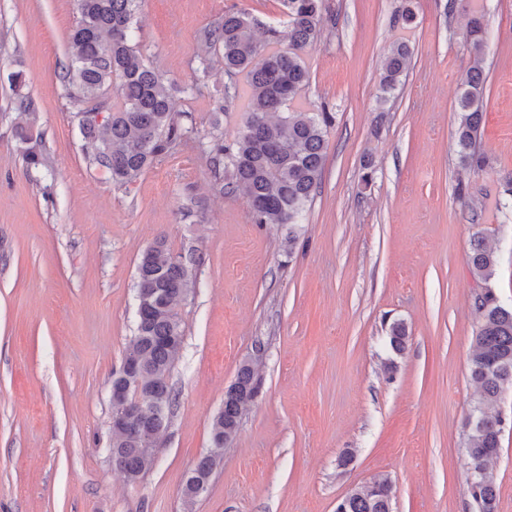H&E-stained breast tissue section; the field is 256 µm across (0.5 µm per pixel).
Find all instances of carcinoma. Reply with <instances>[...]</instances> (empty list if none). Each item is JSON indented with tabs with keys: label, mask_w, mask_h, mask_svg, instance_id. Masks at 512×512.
Listing matches in <instances>:
<instances>
[{
	"label": "carcinoma",
	"mask_w": 512,
	"mask_h": 512,
	"mask_svg": "<svg viewBox=\"0 0 512 512\" xmlns=\"http://www.w3.org/2000/svg\"><path fill=\"white\" fill-rule=\"evenodd\" d=\"M78 20L70 39L72 58L61 80L80 106L76 113L84 151L95 166L107 170L118 185L135 182L155 160L167 154L181 138L177 114L164 85V77L146 64L131 43L138 0H76ZM288 26V48H280L281 31L266 27L264 43L254 36L257 19L246 10L228 11L203 32L202 43L221 56L229 78L243 74L251 95L243 129L231 143L215 137L212 162L224 170L231 184L242 187L256 224H296L312 203L325 165L328 133L334 116L323 109L290 112L288 105L309 83L302 55L320 34L322 0H281ZM486 40L483 15L470 18L466 41L476 57L458 98L462 112L456 131L460 163L480 170L484 157L478 149L483 120L486 76L481 65ZM410 58V48L397 43L386 56L379 90L396 89ZM21 122L16 137L25 145L29 166L43 164L32 145L37 104L22 92L25 78L10 75ZM120 104L100 122L98 110L106 106L110 91ZM193 257L173 253L160 238L141 255L137 266L136 332L123 361L136 367V382L127 384L121 372L112 377V392H126L111 400V409L124 404L133 410L130 422L110 432L112 464L127 477L144 472L154 438L170 421L177 393L170 383L173 364L182 348L184 327L176 302L192 292L196 282ZM499 258L487 245L484 232L470 241L468 268L480 288L475 305L482 322L475 336L471 377L480 389L467 419L468 492L474 512H497L498 493L487 462L499 454L503 419L497 410L505 386L512 385V307L504 306L490 286ZM406 328L395 323L390 346L405 350ZM259 379L252 366L240 365L236 379L224 393V407L213 418L212 441L217 448L232 440L241 425L243 410L258 393ZM216 459L201 457L185 483L188 502L208 490ZM392 484L376 476L343 498L336 512H391Z\"/></svg>",
	"instance_id": "carcinoma-1"
}]
</instances>
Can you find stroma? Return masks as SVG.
I'll return each instance as SVG.
<instances>
[{
  "instance_id": "obj_1",
  "label": "stroma",
  "mask_w": 512,
  "mask_h": 512,
  "mask_svg": "<svg viewBox=\"0 0 512 512\" xmlns=\"http://www.w3.org/2000/svg\"><path fill=\"white\" fill-rule=\"evenodd\" d=\"M403 4L324 0L299 104L325 105L335 123L314 200L291 227L254 223L242 189L215 187L213 140L238 135L249 86L199 41L228 10L285 25L279 0H142L132 38L170 84L183 137L126 187L88 163L60 78L75 0H0V512H335L376 475L391 481L392 512H472L480 318L467 254L485 229L499 255L491 286L512 305V0H414L408 29ZM475 9L487 29L477 174L455 142ZM400 41L410 63L382 101V64ZM16 71L38 105L37 168L15 136ZM161 237L194 255L196 288L177 305L179 404L133 483L107 456L110 388L135 333L137 264ZM245 361L260 391L187 505L186 475ZM499 411L490 469L498 512H512V387Z\"/></svg>"
}]
</instances>
